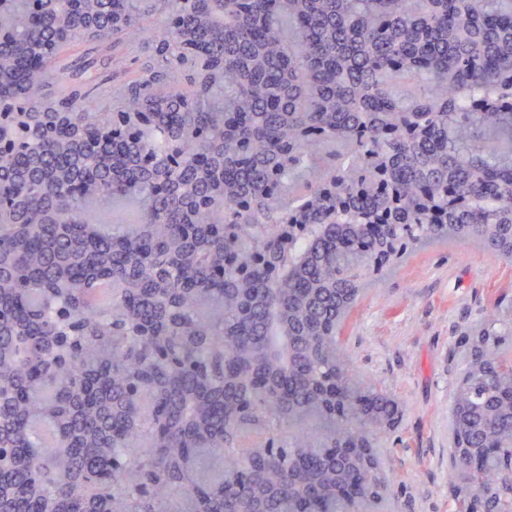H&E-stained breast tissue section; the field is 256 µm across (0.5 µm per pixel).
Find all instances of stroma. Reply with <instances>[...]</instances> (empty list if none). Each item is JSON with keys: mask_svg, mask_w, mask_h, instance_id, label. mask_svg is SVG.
Returning <instances> with one entry per match:
<instances>
[{"mask_svg": "<svg viewBox=\"0 0 512 512\" xmlns=\"http://www.w3.org/2000/svg\"><path fill=\"white\" fill-rule=\"evenodd\" d=\"M165 20L161 13L145 17L135 43L105 53L90 110L115 111L113 83L140 77L152 54L148 32ZM501 301H512V262L475 242H439L409 247L351 309L343 329L351 367L404 408L399 428L381 438L388 512H453L450 411L461 366L451 349Z\"/></svg>", "mask_w": 512, "mask_h": 512, "instance_id": "1", "label": "stroma"}]
</instances>
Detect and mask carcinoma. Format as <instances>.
<instances>
[{"label": "carcinoma", "mask_w": 512, "mask_h": 512, "mask_svg": "<svg viewBox=\"0 0 512 512\" xmlns=\"http://www.w3.org/2000/svg\"><path fill=\"white\" fill-rule=\"evenodd\" d=\"M170 0H0V97L31 102L86 41ZM105 136L90 83L0 149V512H380L352 457L401 403L343 360L360 261L390 236L512 260V0H175ZM342 147L323 157L326 143ZM134 196L137 224L93 207ZM112 298L95 301L98 286ZM454 402L455 512L512 505V325L482 315Z\"/></svg>", "instance_id": "carcinoma-1"}]
</instances>
